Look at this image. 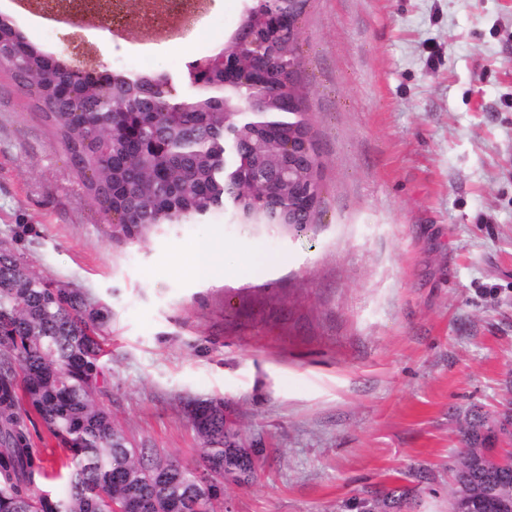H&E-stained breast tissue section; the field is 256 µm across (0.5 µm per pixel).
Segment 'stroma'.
<instances>
[{
  "mask_svg": "<svg viewBox=\"0 0 512 512\" xmlns=\"http://www.w3.org/2000/svg\"><path fill=\"white\" fill-rule=\"evenodd\" d=\"M0 17L63 56L84 27ZM249 0H212L195 36L115 33L101 65L149 48L160 72L224 49ZM296 53L318 155L314 228L216 217L140 241L113 235L55 129L0 66V239L38 274L112 315L115 426L190 469L204 445L185 410L223 400L267 446L216 512H448L459 428L512 391V0H308ZM219 245L213 276L178 272ZM270 257L274 266L262 264Z\"/></svg>",
  "mask_w": 512,
  "mask_h": 512,
  "instance_id": "1",
  "label": "stroma"
}]
</instances>
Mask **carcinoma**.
Returning <instances> with one entry per match:
<instances>
[{"mask_svg":"<svg viewBox=\"0 0 512 512\" xmlns=\"http://www.w3.org/2000/svg\"><path fill=\"white\" fill-rule=\"evenodd\" d=\"M288 0H251V25L238 51L187 65L181 93L163 73L134 76L106 68L77 73L67 60L26 40L0 20V60L57 126L88 193L112 215L113 232L138 240L171 224L201 222L229 211L239 224L288 225V180L254 185L251 161L282 164L288 138L302 135L304 112L288 111ZM250 100L261 113L245 112ZM109 311L78 290L36 274L8 241L0 243V512H212L217 486L156 448H129L95 396L106 381L102 358ZM212 411L198 431L202 467L247 484L241 437L221 400H196ZM38 417L66 452L65 495L42 489L49 478L27 422ZM459 482L512 485L481 450L492 437L475 415L461 431Z\"/></svg>","mask_w":512,"mask_h":512,"instance_id":"carcinoma-1","label":"carcinoma"}]
</instances>
